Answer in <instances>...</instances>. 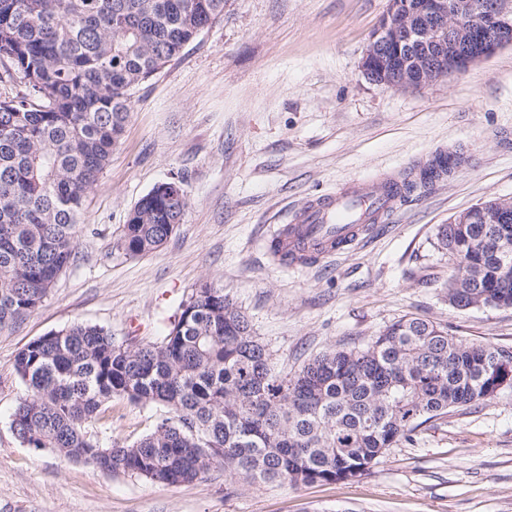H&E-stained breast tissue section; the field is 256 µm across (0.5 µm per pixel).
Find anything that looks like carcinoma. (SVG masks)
Here are the masks:
<instances>
[{
    "label": "carcinoma",
    "mask_w": 512,
    "mask_h": 512,
    "mask_svg": "<svg viewBox=\"0 0 512 512\" xmlns=\"http://www.w3.org/2000/svg\"><path fill=\"white\" fill-rule=\"evenodd\" d=\"M222 16L224 0H0V67L26 88L0 100V331L35 312L73 261L85 198L135 89ZM457 164L450 154L420 180ZM187 206L182 182L155 185L128 214L124 251L161 247ZM485 227L512 245V216L437 233L453 259L448 302L461 310L512 306V249L482 245ZM14 370L26 394L11 427L31 448L170 486L218 464L297 487L353 480L424 423L492 398L512 384V352L403 317L362 348L330 349L281 377L244 313L205 281L158 345H119L77 323L29 341ZM114 398L169 416L132 445L103 448L87 425Z\"/></svg>",
    "instance_id": "carcinoma-1"
}]
</instances>
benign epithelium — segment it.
<instances>
[{"label": "benign epithelium", "mask_w": 512, "mask_h": 512, "mask_svg": "<svg viewBox=\"0 0 512 512\" xmlns=\"http://www.w3.org/2000/svg\"><path fill=\"white\" fill-rule=\"evenodd\" d=\"M512 44V0H388L361 69L369 80L408 90L465 72ZM512 200L483 215L502 222Z\"/></svg>", "instance_id": "7a95c632"}]
</instances>
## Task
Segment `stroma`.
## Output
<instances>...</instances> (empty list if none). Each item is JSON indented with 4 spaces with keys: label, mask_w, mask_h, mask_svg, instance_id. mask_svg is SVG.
Masks as SVG:
<instances>
[{
    "label": "stroma",
    "mask_w": 512,
    "mask_h": 512,
    "mask_svg": "<svg viewBox=\"0 0 512 512\" xmlns=\"http://www.w3.org/2000/svg\"><path fill=\"white\" fill-rule=\"evenodd\" d=\"M388 0H227L223 17L140 85L119 144L80 216L75 259L42 306L0 332V512H512V386L431 420L351 481L290 488L229 477L167 486L24 445L11 414L30 340L83 322L116 342L157 344L200 282L223 286L291 375L327 348L365 346L416 316L469 343L512 351V307L459 310L439 225L512 198V46L417 89L372 83L361 60ZM440 150L463 162L416 188L376 236L305 270L266 257L274 226L340 184L418 166ZM183 181L188 207L144 256L121 246L130 209ZM167 415L112 402L90 431L133 444Z\"/></svg>",
    "instance_id": "1"
}]
</instances>
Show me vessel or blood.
Listing matches in <instances>:
<instances>
[{
  "instance_id": "1",
  "label": "vessel or blood",
  "mask_w": 512,
  "mask_h": 512,
  "mask_svg": "<svg viewBox=\"0 0 512 512\" xmlns=\"http://www.w3.org/2000/svg\"><path fill=\"white\" fill-rule=\"evenodd\" d=\"M402 197V178L393 173L379 186L368 181L338 186L301 205L290 223L280 225L270 241L271 255L291 268L313 267L373 234Z\"/></svg>"
}]
</instances>
